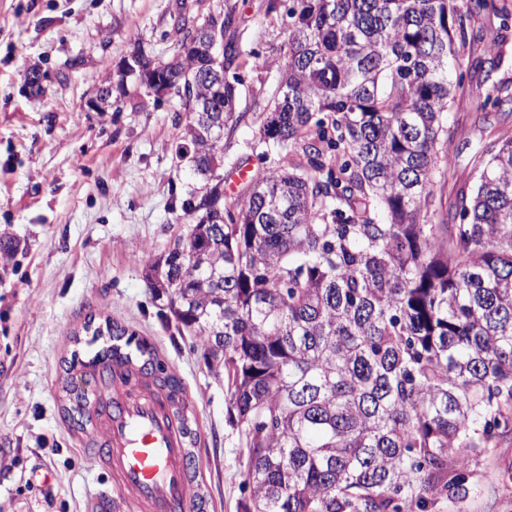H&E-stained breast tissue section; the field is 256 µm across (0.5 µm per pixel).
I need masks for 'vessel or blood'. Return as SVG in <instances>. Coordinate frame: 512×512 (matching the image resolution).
<instances>
[{
    "mask_svg": "<svg viewBox=\"0 0 512 512\" xmlns=\"http://www.w3.org/2000/svg\"><path fill=\"white\" fill-rule=\"evenodd\" d=\"M99 412L101 423L92 426L87 437L94 444V456L116 473L117 493L95 495L98 512H112L116 496L129 512H189L192 488L180 425L169 416L164 397L118 378Z\"/></svg>",
    "mask_w": 512,
    "mask_h": 512,
    "instance_id": "b4317fda",
    "label": "vessel or blood"
}]
</instances>
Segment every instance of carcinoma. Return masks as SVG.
<instances>
[{
	"instance_id": "carcinoma-1",
	"label": "carcinoma",
	"mask_w": 512,
	"mask_h": 512,
	"mask_svg": "<svg viewBox=\"0 0 512 512\" xmlns=\"http://www.w3.org/2000/svg\"><path fill=\"white\" fill-rule=\"evenodd\" d=\"M217 70L187 18L148 81L186 93L178 158L202 184L183 203L192 231L148 253L144 280L206 359L224 365L248 450L244 512H428L478 489L477 458L512 432V135L458 173L464 117L512 112V86L485 73L467 91L462 53L506 32V0H268L287 22L283 56L243 49L225 0ZM279 70L258 128L281 155L222 213L213 169L245 122L239 59ZM453 64L455 78L448 75ZM122 376L192 412L146 340L112 330Z\"/></svg>"
}]
</instances>
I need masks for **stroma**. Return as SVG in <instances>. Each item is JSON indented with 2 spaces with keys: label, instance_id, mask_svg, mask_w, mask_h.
<instances>
[{
  "label": "stroma",
  "instance_id": "1",
  "mask_svg": "<svg viewBox=\"0 0 512 512\" xmlns=\"http://www.w3.org/2000/svg\"><path fill=\"white\" fill-rule=\"evenodd\" d=\"M218 0H0V233L20 249L0 270V512H92L93 491H111L67 416L71 389L97 385L71 367L111 343L93 331L113 323L145 338L181 379L195 410L192 486L203 512H240L247 448L230 416L223 369L207 364L195 336L178 327L143 277L147 253L185 232L181 203L198 188L178 161L186 114L128 78L118 105L88 102L141 45L169 57L180 17ZM239 38L269 54L287 39L268 0H235ZM46 75L27 93L24 73ZM240 108L248 122L224 143V198L243 190L240 165L274 168L257 137L259 101L278 86L277 67L242 58ZM512 118L469 117L452 148L459 171ZM478 492L434 512H512V434L480 458ZM50 482H42V473Z\"/></svg>",
  "mask_w": 512,
  "mask_h": 512
}]
</instances>
